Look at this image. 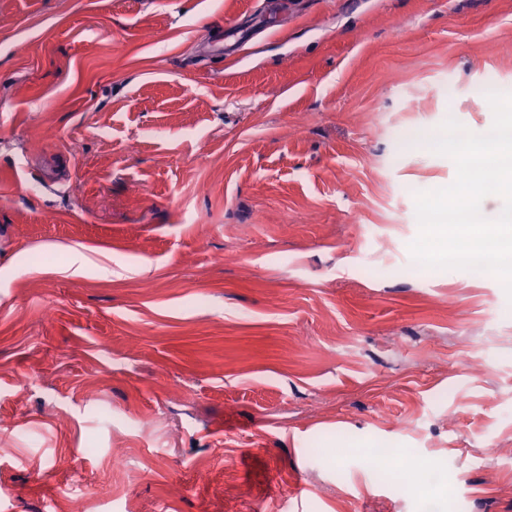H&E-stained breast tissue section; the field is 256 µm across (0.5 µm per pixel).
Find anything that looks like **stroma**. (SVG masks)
Instances as JSON below:
<instances>
[{
    "mask_svg": "<svg viewBox=\"0 0 512 512\" xmlns=\"http://www.w3.org/2000/svg\"><path fill=\"white\" fill-rule=\"evenodd\" d=\"M491 92L512 0H0V512H512V301L408 250Z\"/></svg>",
    "mask_w": 512,
    "mask_h": 512,
    "instance_id": "35a3bbf8",
    "label": "stroma"
}]
</instances>
